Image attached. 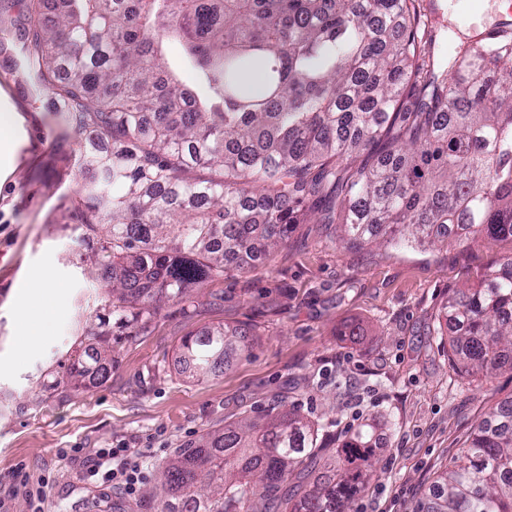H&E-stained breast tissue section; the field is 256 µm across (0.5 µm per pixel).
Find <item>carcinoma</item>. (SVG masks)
Masks as SVG:
<instances>
[{
    "label": "carcinoma",
    "instance_id": "carcinoma-1",
    "mask_svg": "<svg viewBox=\"0 0 512 512\" xmlns=\"http://www.w3.org/2000/svg\"><path fill=\"white\" fill-rule=\"evenodd\" d=\"M20 34L27 69L56 91L82 149L86 231L112 309L85 334L133 328L198 284L244 272L325 213L340 239L434 246L512 238V39L460 49L436 72L416 0H44ZM183 42L196 97L164 62ZM195 169L218 177L189 179ZM450 348L465 370L512 373V257L448 294ZM250 330L186 339L205 377ZM80 354L45 386L84 378ZM296 410L224 425L167 461L156 512H350L373 474L361 429L325 458ZM323 465L295 493L288 474ZM415 512H512V398L477 426Z\"/></svg>",
    "mask_w": 512,
    "mask_h": 512
}]
</instances>
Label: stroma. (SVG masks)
I'll list each match as a JSON object with an SVG mask.
<instances>
[{
	"mask_svg": "<svg viewBox=\"0 0 512 512\" xmlns=\"http://www.w3.org/2000/svg\"><path fill=\"white\" fill-rule=\"evenodd\" d=\"M467 0H418L437 34L435 65H447L469 31ZM25 4L0 15V99L17 140L12 171H0V512H151L143 494L89 477L104 448L126 449L145 486L180 448L224 424L279 406L320 426L327 447L360 425L373 429L379 474L354 512H415L437 474L458 460L488 410L512 396V373L458 370L441 329L448 292L512 257V239L427 249L338 242L332 224L297 225L288 242L257 252L242 275L205 282L169 301L136 335L112 330L106 380L46 390L53 373L98 342L85 326L111 296L84 236L76 161L85 134L56 112L53 90L21 62L15 27ZM51 277L53 312L35 351L14 317L30 282ZM251 325L248 356L196 377L185 337ZM355 326L357 337L345 331ZM45 481L33 503L13 474Z\"/></svg>",
	"mask_w": 512,
	"mask_h": 512,
	"instance_id": "obj_1",
	"label": "stroma"
}]
</instances>
